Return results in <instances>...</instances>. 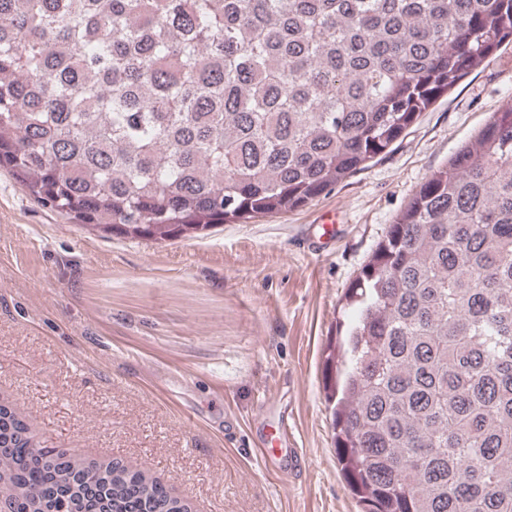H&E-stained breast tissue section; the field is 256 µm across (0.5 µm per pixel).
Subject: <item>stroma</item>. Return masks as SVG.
I'll use <instances>...</instances> for the list:
<instances>
[{"label": "stroma", "instance_id": "1", "mask_svg": "<svg viewBox=\"0 0 512 512\" xmlns=\"http://www.w3.org/2000/svg\"><path fill=\"white\" fill-rule=\"evenodd\" d=\"M512 101V43L377 163L303 208L201 237L95 232L0 169V401L41 445L157 476L192 512H361L325 360L346 288L419 185ZM337 237L318 249L329 211ZM287 420L305 463L247 450Z\"/></svg>", "mask_w": 512, "mask_h": 512}]
</instances>
